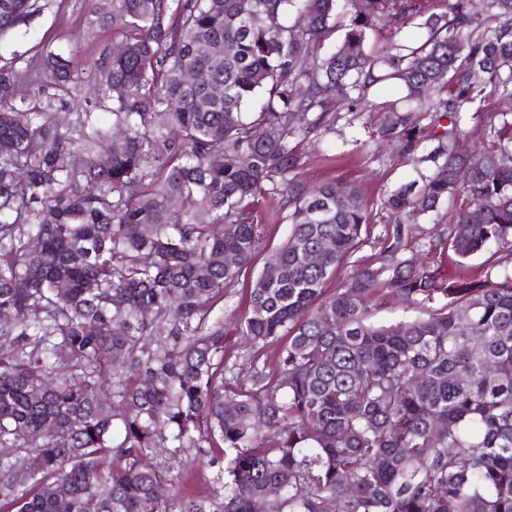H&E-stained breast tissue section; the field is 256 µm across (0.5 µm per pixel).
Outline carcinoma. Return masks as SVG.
<instances>
[{
    "label": "carcinoma",
    "instance_id": "obj_1",
    "mask_svg": "<svg viewBox=\"0 0 512 512\" xmlns=\"http://www.w3.org/2000/svg\"><path fill=\"white\" fill-rule=\"evenodd\" d=\"M85 3L90 26L126 47L87 62L112 99V129L83 105L73 133L59 132L16 106L18 72L0 67V448L13 449L0 458V503L512 512V114L470 125L487 101L512 98V0H485L480 13L471 0H447L443 13L430 0H177L172 12L168 0ZM36 8L0 0V38ZM338 20L343 36L323 54ZM387 20L425 38L365 52ZM44 74L66 84L70 61L48 59ZM390 80L407 108L389 110L379 138L402 156L437 141L432 168L384 198L395 227L377 265L331 291L362 243L368 202L334 184L305 189L298 145ZM415 110L449 124L424 129ZM279 181L290 234L236 319L252 347L243 377L210 314L259 251L254 202ZM181 200L192 208L176 212ZM446 202L460 216L436 245L461 264L485 257L477 276L406 256L404 220ZM372 293L418 314L375 321ZM281 340L273 376L262 351ZM205 444L219 452L223 491L157 496L172 477L155 450ZM114 452L123 465L103 467Z\"/></svg>",
    "mask_w": 512,
    "mask_h": 512
}]
</instances>
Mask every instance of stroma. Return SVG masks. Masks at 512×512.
Returning a JSON list of instances; mask_svg holds the SVG:
<instances>
[{"mask_svg": "<svg viewBox=\"0 0 512 512\" xmlns=\"http://www.w3.org/2000/svg\"><path fill=\"white\" fill-rule=\"evenodd\" d=\"M41 9L28 26L0 40V57L41 58L53 52L71 60L78 75L75 84L61 88L46 81L40 68L22 77L18 84V97L27 102H38L41 110L61 129L73 127L76 116L72 105L74 94L94 96V83L85 60L111 52L118 46L111 29L90 27L87 8L83 0H39ZM383 121L378 112L357 109L342 112L334 132L320 139L302 143L298 151L301 166L298 178L309 187L335 183L358 189L370 205L367 233L362 245L353 252L329 282V288L343 285L358 269L371 266L379 250V242L394 221L383 205L390 191L420 180L424 165L397 156L388 146H377V130ZM280 197L263 194L258 203L257 222L262 237V248L238 281L224 290L223 299L213 307L212 318L229 319L230 315H243L249 308L250 288L262 271L267 256L280 248L288 239L287 220H273L272 211ZM456 220V211L441 207L436 213L420 218L414 224L412 245L421 261L437 267L444 274H479L480 259H472L467 266H459L453 254L442 248H430L434 233L445 231ZM210 453L205 448H189L176 459H169L166 449H159L156 459L168 462L174 478V488L192 495L205 496L219 489L218 469L209 463Z\"/></svg>", "mask_w": 512, "mask_h": 512, "instance_id": "stroma-1", "label": "stroma"}]
</instances>
